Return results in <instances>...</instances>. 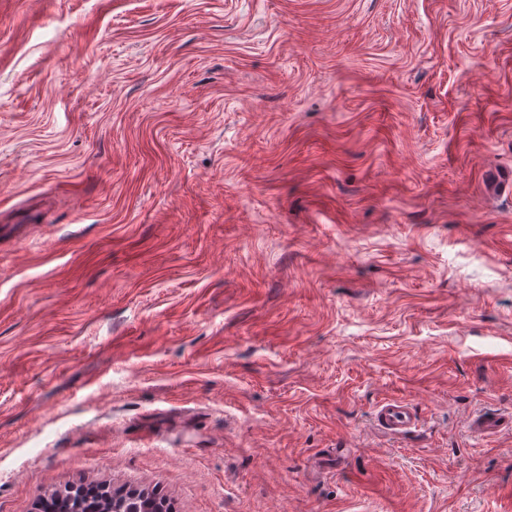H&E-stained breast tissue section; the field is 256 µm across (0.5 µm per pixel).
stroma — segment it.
<instances>
[{
	"label": "stroma",
	"mask_w": 512,
	"mask_h": 512,
	"mask_svg": "<svg viewBox=\"0 0 512 512\" xmlns=\"http://www.w3.org/2000/svg\"><path fill=\"white\" fill-rule=\"evenodd\" d=\"M506 167L512 0H0V512H512ZM375 420L378 427L393 436H406L416 428V412L402 400H388L377 408ZM78 500L80 502H78ZM56 510H47L40 508L44 512H165L166 507L160 501L154 498L136 496L127 497L118 494H112L107 497H99L92 492H79L70 495L64 492L61 499L54 500Z\"/></svg>",
	"instance_id": "35a3bbf8"
}]
</instances>
